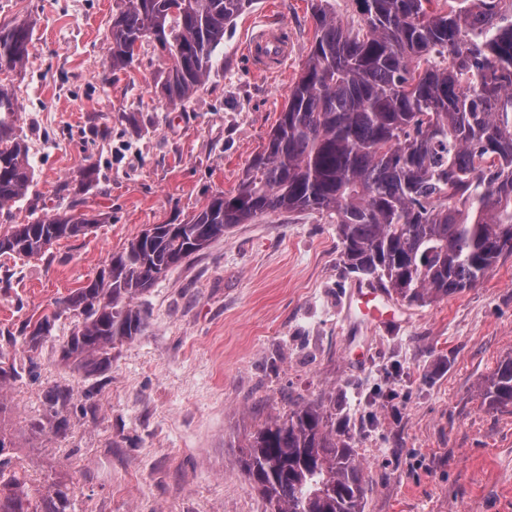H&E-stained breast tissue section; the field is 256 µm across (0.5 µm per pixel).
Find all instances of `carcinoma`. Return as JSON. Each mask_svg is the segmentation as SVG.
Segmentation results:
<instances>
[{"label": "carcinoma", "mask_w": 512, "mask_h": 512, "mask_svg": "<svg viewBox=\"0 0 512 512\" xmlns=\"http://www.w3.org/2000/svg\"><path fill=\"white\" fill-rule=\"evenodd\" d=\"M434 2L357 0L361 19L349 25L316 0L303 72L236 194L216 193L183 223L141 232L61 300L77 317L62 359L86 379L106 371L112 344L148 327L138 296L224 230L263 216L327 215L347 268L410 304L472 288L512 256V0H448L446 11ZM251 3L123 0L107 36L109 67H130L143 41H156L172 60L160 93L181 104ZM32 36L25 22L0 26V73L24 65ZM19 111L15 93L0 84V209L25 197L34 180ZM96 223L46 214L0 232V255L37 256ZM55 319L25 324L11 345L37 351ZM34 373L32 363L1 360L0 386ZM483 396L492 406L512 404V358L498 365ZM45 402L49 426L64 431L72 389L55 386ZM11 448L0 430V512H68L69 488L34 485ZM239 465L272 512H362L361 464L319 402L266 422Z\"/></svg>", "instance_id": "cac0c4a2"}]
</instances>
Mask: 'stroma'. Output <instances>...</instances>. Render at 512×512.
<instances>
[{
  "instance_id": "35a3bbf8",
  "label": "stroma",
  "mask_w": 512,
  "mask_h": 512,
  "mask_svg": "<svg viewBox=\"0 0 512 512\" xmlns=\"http://www.w3.org/2000/svg\"><path fill=\"white\" fill-rule=\"evenodd\" d=\"M121 5L0 0V25H33L24 67L0 79L22 104L35 170L28 194L0 211V232L52 210L101 219L45 255L0 256L8 356L6 334L51 313L146 227L237 189L314 42L311 0H254L202 87L172 106L158 87L171 64L158 44L111 73L106 35ZM278 25L291 51L270 77L243 47ZM364 282L344 266L327 216L282 213L235 225L139 296L148 327L113 345L102 375L84 379L62 361L76 319L61 314L35 377L4 393L16 464L35 483H66L75 512H269L240 448L271 417L319 400L335 407L336 435L364 468L363 512H512V407L479 393L512 357V256L462 293L391 298L399 323L386 329L351 305ZM56 385L78 399L94 389L95 417L70 415L62 435L43 428Z\"/></svg>"
}]
</instances>
